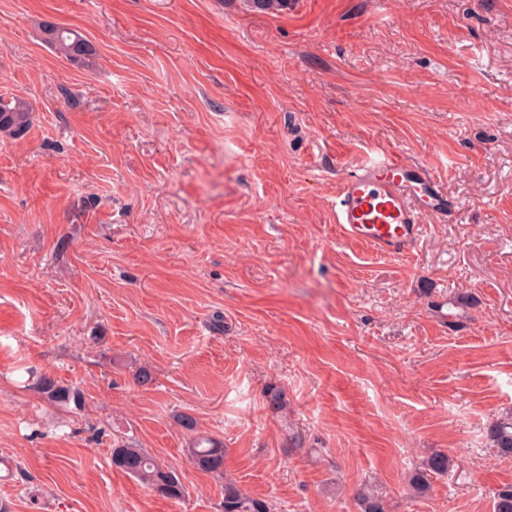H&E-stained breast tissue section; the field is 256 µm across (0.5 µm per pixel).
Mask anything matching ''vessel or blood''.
Masks as SVG:
<instances>
[{
    "mask_svg": "<svg viewBox=\"0 0 512 512\" xmlns=\"http://www.w3.org/2000/svg\"><path fill=\"white\" fill-rule=\"evenodd\" d=\"M448 191L424 163L400 156L357 162L336 196V222L351 238L402 256L418 244L422 214L448 217Z\"/></svg>",
    "mask_w": 512,
    "mask_h": 512,
    "instance_id": "obj_1",
    "label": "vessel or blood"
}]
</instances>
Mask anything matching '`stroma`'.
<instances>
[{
  "instance_id": "1",
  "label": "stroma",
  "mask_w": 512,
  "mask_h": 512,
  "mask_svg": "<svg viewBox=\"0 0 512 512\" xmlns=\"http://www.w3.org/2000/svg\"><path fill=\"white\" fill-rule=\"evenodd\" d=\"M15 96L0 512H223L228 481L274 512H359L364 489L386 512H493L512 485L487 441L512 413V0H0ZM381 155L428 164L455 203L402 257L335 220L349 165ZM197 432L223 474L190 459ZM124 443L183 497L115 468ZM437 451L447 473L413 492ZM42 34L44 41L66 58L89 62L93 56L89 42L77 30L46 23L42 26ZM30 107L17 97L7 101L0 98V136L20 139L25 136L30 126ZM42 393L46 394L49 399L54 401L73 404L77 409H81L85 405V397L83 392L74 386H62L53 378L42 375L39 381Z\"/></svg>"
}]
</instances>
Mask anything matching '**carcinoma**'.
Segmentation results:
<instances>
[{
    "label": "carcinoma",
    "instance_id": "obj_1",
    "mask_svg": "<svg viewBox=\"0 0 512 512\" xmlns=\"http://www.w3.org/2000/svg\"><path fill=\"white\" fill-rule=\"evenodd\" d=\"M44 41L59 54L72 60L88 61L93 56V49L78 31L46 23L42 26ZM30 126V107L17 97L7 101L0 99V136L20 139L25 136ZM42 393L48 398L72 404L81 409L85 405L83 392L74 386H62L53 378L43 375L39 381ZM490 446L503 454H512V416L495 423L488 433ZM195 464L211 473H224V445L221 441L199 436L187 448ZM112 464L127 475L141 482L148 489L167 498L178 499L184 492L177 474L159 464L140 448L119 445L112 449ZM450 459L448 455L436 453L425 462L424 470L414 480L420 491L430 488L429 477L448 472ZM494 512H512V486L498 490L493 498ZM224 512H272L267 502L253 498L241 492L231 483L224 484Z\"/></svg>",
    "mask_w": 512,
    "mask_h": 512
}]
</instances>
